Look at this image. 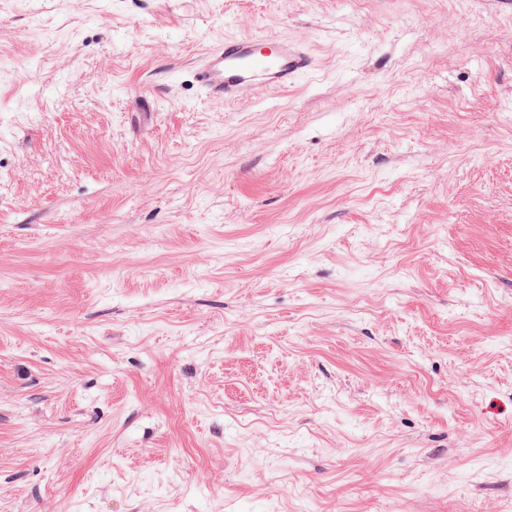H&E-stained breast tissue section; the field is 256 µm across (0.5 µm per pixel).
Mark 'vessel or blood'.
<instances>
[{
    "instance_id": "obj_1",
    "label": "vessel or blood",
    "mask_w": 512,
    "mask_h": 512,
    "mask_svg": "<svg viewBox=\"0 0 512 512\" xmlns=\"http://www.w3.org/2000/svg\"><path fill=\"white\" fill-rule=\"evenodd\" d=\"M314 70V57L306 44L261 34L216 43L196 68L194 79L206 97L242 104L265 90L288 89Z\"/></svg>"
}]
</instances>
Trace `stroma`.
Instances as JSON below:
<instances>
[{"label": "stroma", "instance_id": "35a3bbf8", "mask_svg": "<svg viewBox=\"0 0 512 512\" xmlns=\"http://www.w3.org/2000/svg\"><path fill=\"white\" fill-rule=\"evenodd\" d=\"M0 512H512V0H0ZM314 70V57L306 44L261 34L224 37L200 61L194 79L207 98L242 104L265 90H286Z\"/></svg>", "mask_w": 512, "mask_h": 512}]
</instances>
